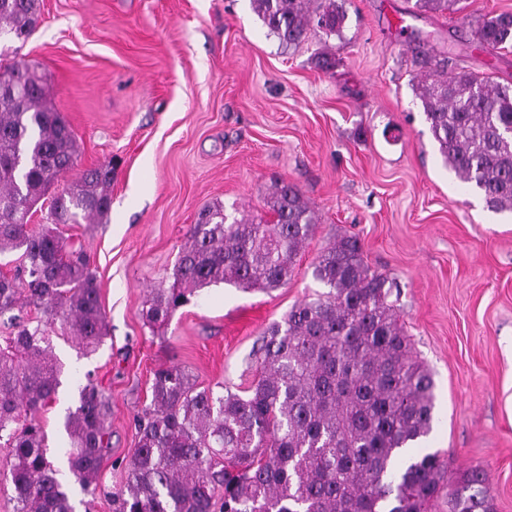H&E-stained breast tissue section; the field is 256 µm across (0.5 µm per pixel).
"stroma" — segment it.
I'll return each instance as SVG.
<instances>
[{
	"instance_id": "35a3bbf8",
	"label": "stroma",
	"mask_w": 512,
	"mask_h": 512,
	"mask_svg": "<svg viewBox=\"0 0 512 512\" xmlns=\"http://www.w3.org/2000/svg\"><path fill=\"white\" fill-rule=\"evenodd\" d=\"M413 2L347 0L343 38L294 48L270 34L252 0H41L17 58L37 65L76 135L77 162L61 181L112 166L107 218L65 228L91 257L107 336L88 357L54 336L64 372L38 414L54 454L79 386L90 378L108 392L112 446L91 512H113L154 370L177 366L199 388L244 393L262 332L320 290L313 264L345 232L397 283L404 328L433 373L428 451L450 456L452 482L483 467L494 512H512V212L492 211L443 165L413 62L445 51L512 83V48L485 49L474 35L481 16L512 12V0L447 14L412 12ZM327 44L336 64L324 70L316 57ZM278 182L320 217L291 281L269 294L212 286L167 324H147L200 211L218 202L263 214Z\"/></svg>"
}]
</instances>
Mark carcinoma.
<instances>
[{"label":"carcinoma","instance_id":"cac0c4a2","mask_svg":"<svg viewBox=\"0 0 512 512\" xmlns=\"http://www.w3.org/2000/svg\"><path fill=\"white\" fill-rule=\"evenodd\" d=\"M345 0H252L268 31L287 46L316 33L342 37ZM461 0H415L445 12ZM39 0H0V254L22 252L18 273L0 277V317L13 328L0 340V441L16 512H75L71 488L48 454L37 414L60 385L61 364L48 328L59 324L85 354L107 335L90 257L60 230L78 218L102 220L111 206L112 165L83 170L54 194L47 224L30 227L32 208L73 168L78 144L47 105L37 69L8 63V43L26 40ZM480 44L512 46V13L482 17ZM425 69L415 95L443 164L489 208L512 211V84L471 72ZM266 216L238 218L220 204L200 212L173 268L145 312L163 325L197 290L221 283L266 293L288 284L318 218L295 187L275 185ZM328 291L295 304L269 325L254 351L247 394L198 389L177 366L153 373L151 401L135 421L137 443L115 512H435L450 461L439 453H401L427 436L435 383L414 355L391 284L365 260L361 241L341 235L314 264ZM34 307L43 316L14 310ZM110 402L92 380L67 413L62 453L81 491L94 497L111 448ZM487 472L468 470L448 489L449 512H493Z\"/></svg>","mask_w":512,"mask_h":512}]
</instances>
